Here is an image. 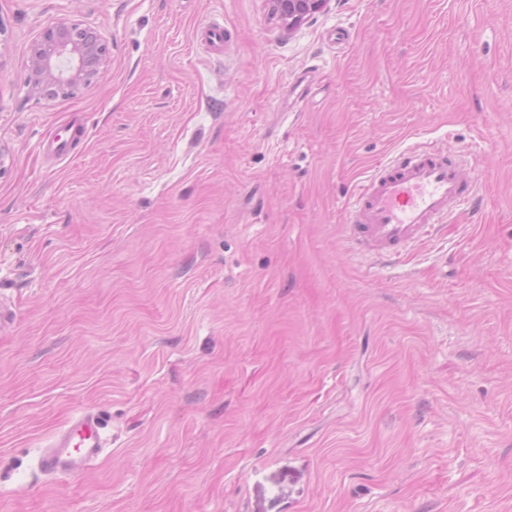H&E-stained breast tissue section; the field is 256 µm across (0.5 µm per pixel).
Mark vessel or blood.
<instances>
[{"label":"vessel or blood","mask_w":512,"mask_h":512,"mask_svg":"<svg viewBox=\"0 0 512 512\" xmlns=\"http://www.w3.org/2000/svg\"><path fill=\"white\" fill-rule=\"evenodd\" d=\"M476 199L473 181L446 152L407 151L357 188L345 227L356 248L399 260L430 239L452 209ZM107 445L97 415L87 411L55 436L40 465L51 474L76 476Z\"/></svg>","instance_id":"obj_1"}]
</instances>
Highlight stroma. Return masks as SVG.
Instances as JSON below:
<instances>
[{"instance_id": "35a3bbf8", "label": "stroma", "mask_w": 512, "mask_h": 512, "mask_svg": "<svg viewBox=\"0 0 512 512\" xmlns=\"http://www.w3.org/2000/svg\"><path fill=\"white\" fill-rule=\"evenodd\" d=\"M73 20L108 65L29 98ZM429 145L477 205L356 251L354 188ZM1 303L0 512H512V0H0ZM86 410L104 453L44 473ZM273 11L289 31L323 11L331 0H270Z\"/></svg>"}]
</instances>
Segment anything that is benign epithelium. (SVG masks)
I'll return each instance as SVG.
<instances>
[{
    "mask_svg": "<svg viewBox=\"0 0 512 512\" xmlns=\"http://www.w3.org/2000/svg\"><path fill=\"white\" fill-rule=\"evenodd\" d=\"M289 31L323 11L331 0H270ZM108 58L106 45L78 24L60 22L43 30L34 42L23 83L39 100L67 95L95 80Z\"/></svg>",
    "mask_w": 512,
    "mask_h": 512,
    "instance_id": "1",
    "label": "benign epithelium"
}]
</instances>
